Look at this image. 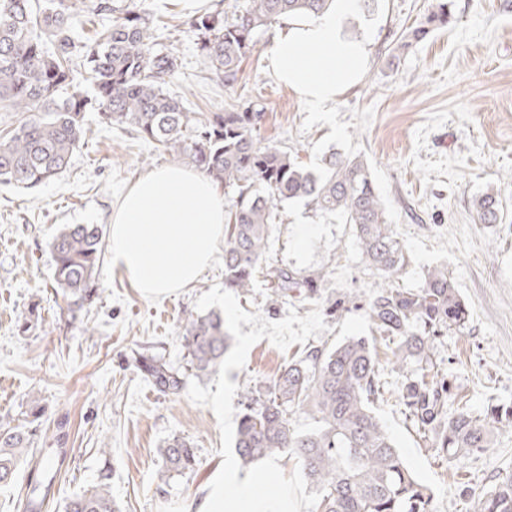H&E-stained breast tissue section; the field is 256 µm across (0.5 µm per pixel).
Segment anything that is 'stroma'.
Listing matches in <instances>:
<instances>
[{"label":"stroma","mask_w":512,"mask_h":512,"mask_svg":"<svg viewBox=\"0 0 512 512\" xmlns=\"http://www.w3.org/2000/svg\"><path fill=\"white\" fill-rule=\"evenodd\" d=\"M247 0H145L163 46L181 66L167 89L197 112H220L252 100L265 107L263 142L298 155L309 167L336 151L362 157L385 201L408 263L398 283L418 288L429 267L446 265L471 317L464 332L441 337L434 358L474 408L496 394L512 400V0H453L454 20L405 50L397 45L435 10L438 0H377L351 21L367 42L359 83L316 112L266 69L272 28L256 35L238 81L221 83L202 59L187 21L205 11L242 10ZM90 130L57 179L32 189L0 186V425L21 423L31 401L44 407L37 446L65 453L55 475L22 470L20 483L47 486L41 512H62L66 499L110 471L121 512H183L204 493L215 470L235 460L234 438L249 383L272 379L312 345L332 346L371 328L354 307L328 314V300L369 294L376 277L350 225L292 204L273 225L269 252L282 268L324 274L323 299L275 298L267 283L247 295L224 286L223 269H206L180 294L151 303L130 277L114 271L89 309L68 313L54 288L49 244L64 224L108 226L115 198L105 179L126 183L176 163L128 129ZM494 192L495 224L479 223L472 202ZM223 313L232 336L224 364L190 378L180 395L159 393L134 361L146 350L185 366L186 321ZM386 377L375 413L407 464L433 494L434 512H465L459 488H490L512 472V433L480 455L448 461L418 433ZM191 440L196 468L162 476L159 449L168 438ZM109 454H102V447ZM296 512H315L296 459H275Z\"/></svg>","instance_id":"obj_1"}]
</instances>
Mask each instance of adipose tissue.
I'll return each mask as SVG.
<instances>
[{
    "instance_id": "1",
    "label": "adipose tissue",
    "mask_w": 512,
    "mask_h": 512,
    "mask_svg": "<svg viewBox=\"0 0 512 512\" xmlns=\"http://www.w3.org/2000/svg\"><path fill=\"white\" fill-rule=\"evenodd\" d=\"M356 8L357 0H334L324 14L282 18L274 32L268 68L312 109L335 102L358 84L366 68L367 44L345 32V21ZM276 482L272 466L243 476L235 465L224 463L194 512H292Z\"/></svg>"
}]
</instances>
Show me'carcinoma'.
Masks as SVG:
<instances>
[{
  "label": "carcinoma",
  "instance_id": "1",
  "mask_svg": "<svg viewBox=\"0 0 512 512\" xmlns=\"http://www.w3.org/2000/svg\"><path fill=\"white\" fill-rule=\"evenodd\" d=\"M333 0H247L228 17L221 11L194 16L189 26L198 50L224 84L238 79L255 36L287 15H319ZM117 14L90 40L75 22ZM452 20L451 0L413 32ZM83 69L89 89L69 91ZM179 68L159 48L148 13L127 0H0V111L24 112L25 119L0 138V185L31 189L56 179L88 130L86 113L102 124L134 131L224 185V287L246 294L256 278L268 277L281 297L308 296L326 287L324 275L267 264L268 237L283 223V204L307 201L325 215L352 226L368 266L379 283L356 308L371 329L386 338L391 371L401 379L397 396L417 431L433 433L434 447L450 460L486 452L494 431L512 432V404L488 401L481 412L453 392L433 363L434 350L450 331L461 332L469 310L445 267L427 271L420 288H398L393 279L405 266L404 244L388 223L386 206L359 157L331 152L309 169L297 157L257 138L264 107L249 102L226 112H195L166 92ZM478 219L494 224L500 202L486 192L473 200ZM102 228L67 224L50 242L54 282L75 312L91 303L99 278ZM183 347L192 376L200 379L224 364L228 328L217 312L191 317L183 326ZM137 362L158 392L177 396L186 375L155 354ZM385 382L376 349L366 337L333 348L313 346L285 364L270 381L248 386L237 427L235 450L245 465L290 455L298 459L317 497L316 512H432V495L406 464L372 404ZM299 413L313 421L305 433L290 427ZM37 428L0 429V487L17 486L22 467L50 472L55 462L36 454ZM166 472L185 474L197 465L196 448L174 436L160 448ZM104 473L95 487L70 498L63 512H120ZM465 512H512V473L487 490L463 492ZM18 506L36 512L37 488L20 487Z\"/></svg>",
  "mask_w": 512,
  "mask_h": 512
}]
</instances>
